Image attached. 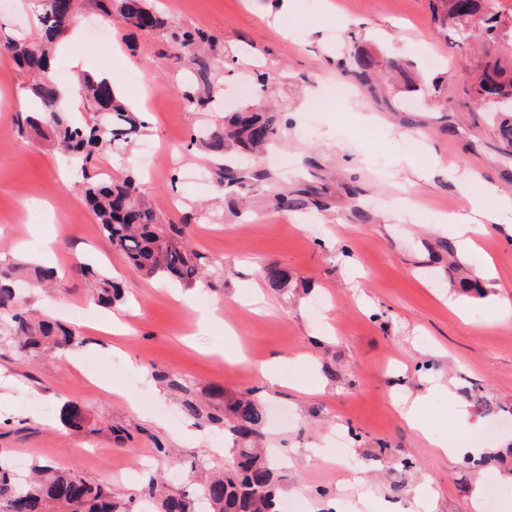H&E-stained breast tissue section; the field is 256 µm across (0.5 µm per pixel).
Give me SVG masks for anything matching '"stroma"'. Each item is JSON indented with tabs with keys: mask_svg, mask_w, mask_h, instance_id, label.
Returning a JSON list of instances; mask_svg holds the SVG:
<instances>
[{
	"mask_svg": "<svg viewBox=\"0 0 512 512\" xmlns=\"http://www.w3.org/2000/svg\"><path fill=\"white\" fill-rule=\"evenodd\" d=\"M277 0H148L170 23L199 29L215 39L210 56L211 101L186 107L182 93L197 87L191 54L169 44V32L117 27L82 12L74 36H62L52 75L81 82L84 73L113 66V82L129 105L146 113L140 143L156 144L153 170L139 152L109 156L102 166L131 174L152 197L165 221L184 224L192 247L203 256L209 288L188 291L129 268L113 252L82 201L79 183L59 175L60 155L44 139L20 137L14 110L26 93L28 75L14 68L0 80V264L45 261L63 280L62 292L32 289L34 318L71 321L90 306L75 259L118 276L127 300L119 304L129 329L108 328V312L79 323L82 348L68 357L26 358L0 348V458L19 466L40 460L78 471L87 479L136 492L143 464H155L167 483L181 487L185 469L159 456V448L210 449L223 437L218 427L194 428L178 400L148 377L149 369L189 377L198 397L214 388L253 391L268 407L264 444L273 458L292 454L284 470L280 509L321 512L332 500L336 512H368L382 498L400 506L429 490L435 512H503L512 503V154L497 147L489 113L476 110L468 84L485 57H512V40L483 44L476 33L440 29L431 0H294L279 12ZM105 30L106 41H91ZM78 39L87 64L70 66L67 46ZM392 57L418 75L413 89L392 80L361 85L331 58L354 51ZM239 59L225 67L228 56ZM270 73L265 89L252 85L255 71ZM136 72L127 80L128 72ZM343 82L350 95L330 99L328 84ZM281 112L287 127L273 153L249 158L246 168L261 180L218 189L209 155L189 149L222 123L225 113L258 103ZM280 194L300 196L301 210H282ZM412 196L417 207L402 200ZM178 197L169 207V197ZM481 198L497 217L459 249L466 266L489 271L483 296L457 294L448 258L436 239L454 237L442 217L465 213ZM48 201L51 219L36 229L21 216L33 200ZM288 269L292 288L284 294L255 293L263 266ZM190 295L183 304L182 295ZM220 307L224 321L199 329L197 312ZM245 358L233 360L234 351ZM102 367L121 361L110 392L83 371L86 358ZM279 358L286 384L269 387L260 363ZM446 382L435 392L415 430L401 410L421 391L425 377ZM478 384L502 406L476 413L470 434L493 445L491 462L472 466L448 461L430 446L425 432L448 442L453 404L461 389ZM134 402H127V395ZM95 420L93 435L60 422L63 403ZM355 428L343 457L327 453L336 431ZM131 430L125 445L112 437ZM194 437H186V430ZM320 448L308 461L306 449ZM362 469L366 485L354 480ZM483 483L480 508L471 490ZM399 492H391V485Z\"/></svg>",
	"mask_w": 512,
	"mask_h": 512,
	"instance_id": "stroma-1",
	"label": "stroma"
}]
</instances>
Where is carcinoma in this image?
Returning a JSON list of instances; mask_svg holds the SVG:
<instances>
[{
  "mask_svg": "<svg viewBox=\"0 0 512 512\" xmlns=\"http://www.w3.org/2000/svg\"><path fill=\"white\" fill-rule=\"evenodd\" d=\"M40 38L6 37L0 41V61H11L42 75L31 84L37 103L32 112L16 116L18 134L34 133L57 144L77 165L87 205L100 224L112 250L145 277H160L190 287L204 280L201 255L186 239L187 225L165 224L141 184L131 175L102 177L98 156L103 152L120 155L145 128L139 112L131 111L110 81L83 78L84 109L89 117H76L57 111L62 84L46 74L52 56L50 47L73 23L78 10L90 7L110 17L122 15L135 21V28L147 24L155 30L164 19L147 5V0H73L71 9L62 11L57 0H32ZM435 18L442 27L465 31L473 17L481 21L480 36L497 42L512 30V15L498 8V0H435ZM172 43L181 50H201L214 38L198 30L177 28L171 31ZM344 65L361 84L372 86L373 79L385 73L381 62L370 52L349 55ZM473 104L485 108L501 97L512 99V65L495 57L479 66L470 86ZM495 117L496 135L502 150L512 153V109H490ZM280 115L252 109L231 112L221 126L203 143L205 150L220 161L217 171L221 180L240 184L244 176L224 167V151L234 149L241 155L261 151L279 140ZM76 273L90 282V292L97 303L111 307L124 298L120 283L112 275L95 272L77 260ZM267 288L280 293L288 288L290 274L276 264L262 268ZM30 287L51 285L57 273L51 267L17 263L0 271V333L8 338L16 353L38 357L50 353L63 356L74 353L83 344L77 328L56 320H33L28 315L27 299L20 282ZM155 377L182 394V411L200 427L220 425L229 434L234 454L221 470L209 467L205 455H191L192 483L188 490H173L156 472L143 480L138 493L125 494L106 482L88 480L70 468L35 464L27 475L19 474L0 459V503L6 512H48L59 506L66 512H280L281 475L267 456L261 443L267 423V411L253 391L211 392L212 405L201 406L187 378L169 372ZM461 393L474 401L485 413L493 414L501 405L472 384ZM62 423L69 429L86 434L97 432L96 423L76 408L66 407Z\"/></svg>",
  "mask_w": 512,
  "mask_h": 512,
  "instance_id": "obj_1",
  "label": "carcinoma"
}]
</instances>
